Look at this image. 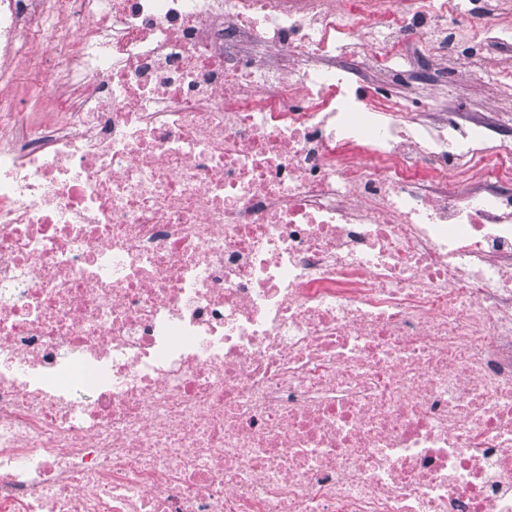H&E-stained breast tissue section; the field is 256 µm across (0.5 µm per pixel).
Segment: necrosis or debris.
Masks as SVG:
<instances>
[{
  "label": "necrosis or debris",
  "mask_w": 512,
  "mask_h": 512,
  "mask_svg": "<svg viewBox=\"0 0 512 512\" xmlns=\"http://www.w3.org/2000/svg\"><path fill=\"white\" fill-rule=\"evenodd\" d=\"M477 2L0 0V512H512ZM425 63L440 71H446L450 66L447 82L433 87L409 88L398 85L396 90L411 94L422 106L428 101H434L435 105L423 114L429 122L438 123L448 103H462L480 116L487 115L484 113L486 107L494 104L500 113L512 115V90L504 86L496 76L489 78L479 74L476 66L468 63L467 59L449 62L443 54H437Z\"/></svg>",
  "instance_id": "obj_1"
}]
</instances>
